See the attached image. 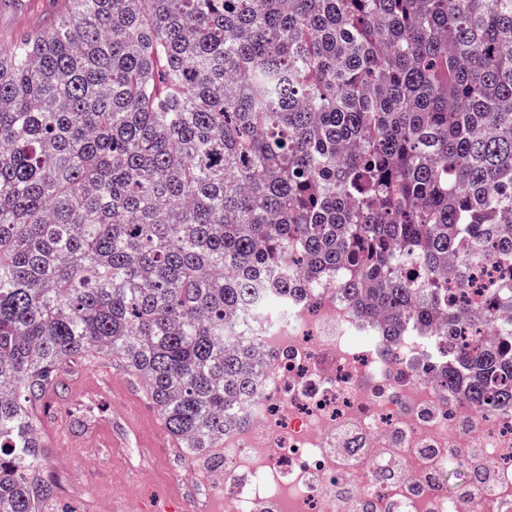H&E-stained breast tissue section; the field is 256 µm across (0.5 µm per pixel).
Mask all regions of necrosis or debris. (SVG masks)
<instances>
[{
	"label": "necrosis or debris",
	"instance_id": "1",
	"mask_svg": "<svg viewBox=\"0 0 512 512\" xmlns=\"http://www.w3.org/2000/svg\"><path fill=\"white\" fill-rule=\"evenodd\" d=\"M471 271L472 282H448L449 298H468L445 334L390 335L326 275L282 313L256 312L260 368L224 419L206 512H512V400L487 412L443 380L478 318L495 345L497 322L512 319L492 294L512 266L482 258ZM462 458L469 490L454 497L448 466Z\"/></svg>",
	"mask_w": 512,
	"mask_h": 512
}]
</instances>
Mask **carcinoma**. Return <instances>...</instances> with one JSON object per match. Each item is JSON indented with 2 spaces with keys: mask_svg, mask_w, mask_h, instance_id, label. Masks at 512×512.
<instances>
[{
  "mask_svg": "<svg viewBox=\"0 0 512 512\" xmlns=\"http://www.w3.org/2000/svg\"><path fill=\"white\" fill-rule=\"evenodd\" d=\"M512 0H69L0 40V512L54 498L33 409L78 356L187 457L247 393L244 305L288 264L406 322L512 264ZM421 278L411 280L409 267ZM458 351L512 399V326Z\"/></svg>",
  "mask_w": 512,
  "mask_h": 512,
  "instance_id": "1",
  "label": "carcinoma"
}]
</instances>
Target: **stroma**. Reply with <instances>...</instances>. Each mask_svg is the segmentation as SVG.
<instances>
[{
  "label": "stroma",
  "mask_w": 512,
  "mask_h": 512,
  "mask_svg": "<svg viewBox=\"0 0 512 512\" xmlns=\"http://www.w3.org/2000/svg\"><path fill=\"white\" fill-rule=\"evenodd\" d=\"M52 409V415L41 416L40 422L66 427L73 442L81 446L82 478L72 482L69 459L57 448H49L43 464L57 484V494L45 505V512H105L104 503L114 499L129 508L136 505L140 494L173 484L191 512L208 498L207 472L191 473L175 443L143 459L149 436L164 424L142 386L113 358L99 356L72 365ZM129 409L136 413L140 431L126 427L123 417ZM94 420L103 421L110 430L109 442L100 448L87 445L86 425Z\"/></svg>",
  "instance_id": "1"
}]
</instances>
